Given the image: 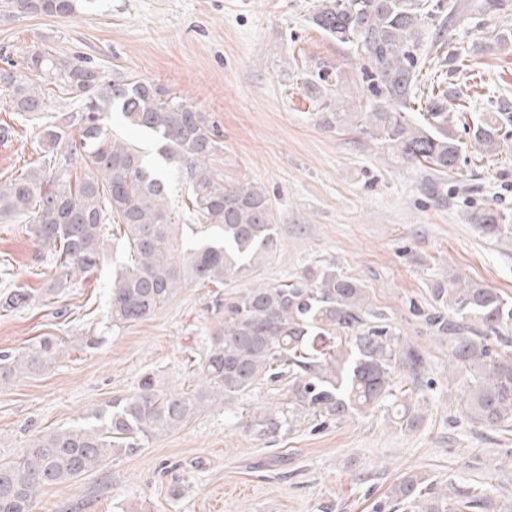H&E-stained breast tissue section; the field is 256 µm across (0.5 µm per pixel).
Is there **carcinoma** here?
Returning a JSON list of instances; mask_svg holds the SVG:
<instances>
[{
	"label": "carcinoma",
	"instance_id": "carcinoma-1",
	"mask_svg": "<svg viewBox=\"0 0 512 512\" xmlns=\"http://www.w3.org/2000/svg\"><path fill=\"white\" fill-rule=\"evenodd\" d=\"M77 0H0L13 14L63 16ZM461 5L448 2V20L428 0H321L313 24L350 46L367 68L368 91L378 103L366 112H338L331 103L316 113L328 128L350 126L388 146L407 163L438 173L458 169L468 148L492 156L500 151L499 129L512 124V111L493 112L473 124L470 144L454 134L461 115L448 107V92L430 94L421 103L417 50L425 28L460 16ZM27 73L0 70V91L19 115L45 110L48 93L42 76L69 95L83 98L77 115H57L41 129L40 166L8 184H0V216L25 217L26 230L50 249L55 271L51 296L71 276L103 266V242L110 228L123 241L127 259L112 273V325L146 319L190 283L217 287L243 279L279 246L270 200L251 183L224 184L209 164L220 147V131L209 115L155 83L124 75L110 83L73 61L34 48L24 63ZM151 136L157 160L112 133L110 110ZM79 125V138L70 127ZM83 161L87 174L72 176ZM186 181L185 206L205 226L204 238L189 245L171 200V178ZM470 222L497 241L512 244V219L490 207ZM436 309L424 315L434 333L448 337L449 365L466 377V414L490 427L512 425V348L494 349L490 334L512 328V298L456 277L432 288ZM31 301L16 290L0 301L14 309ZM213 323L199 363L194 393L165 390L148 374L136 391L97 411L92 420L43 432L16 458L0 463V512H33L38 492L101 467L109 456L139 448L150 439L183 427L207 405L229 407L264 382L286 381L291 405L330 419L382 406L400 428L412 430L422 415L405 401L395 371L423 378L420 350L403 341L385 313L370 305L357 280L324 266L281 284L252 283L211 302ZM60 344L45 337L15 351L0 353V385L41 372L57 359ZM287 420L261 410L249 426L260 437H276ZM408 512H490L487 493L457 477L437 489L417 473L404 477L389 493Z\"/></svg>",
	"mask_w": 512,
	"mask_h": 512
}]
</instances>
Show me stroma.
<instances>
[{
    "instance_id": "1",
    "label": "stroma",
    "mask_w": 512,
    "mask_h": 512,
    "mask_svg": "<svg viewBox=\"0 0 512 512\" xmlns=\"http://www.w3.org/2000/svg\"><path fill=\"white\" fill-rule=\"evenodd\" d=\"M443 38L427 30L418 53L422 92L452 90L462 105L456 135L475 118L512 105V0H470ZM320 0H94L68 17L0 11V68L34 46L88 66L105 79L135 75L207 112L222 135L210 159L225 183L269 195L280 248L254 283H284L326 265L361 282L404 341L426 362L425 385L398 371L397 384L423 418L410 431L385 410L324 419L289 405L284 383L238 398L233 412L207 408L181 429L114 457L73 482L43 488L33 512H377L394 484L419 473L436 485L458 475L485 489L495 512H512V430L471 422L467 390L448 364V342L424 312L435 283L460 275L512 298V245L484 236L468 216L483 207L512 215V126L494 156L471 152L456 173L425 186L423 169L397 161L377 141L324 128L305 81L320 69L343 75L324 100L363 112L372 98L363 62L312 22ZM80 101L51 91L42 119L10 112L0 98V183L38 166L43 120L77 112ZM101 270L74 276L47 297L53 258L23 221L0 218V294L33 293L0 309V352L44 337L62 350L44 372L0 387V461L39 433L90 420L133 393L144 374L193 392L213 322L214 285L190 284L150 318L110 320L109 285L123 253L105 242ZM98 344L80 348L82 337ZM274 405L288 421L275 438L256 436L249 413Z\"/></svg>"
}]
</instances>
